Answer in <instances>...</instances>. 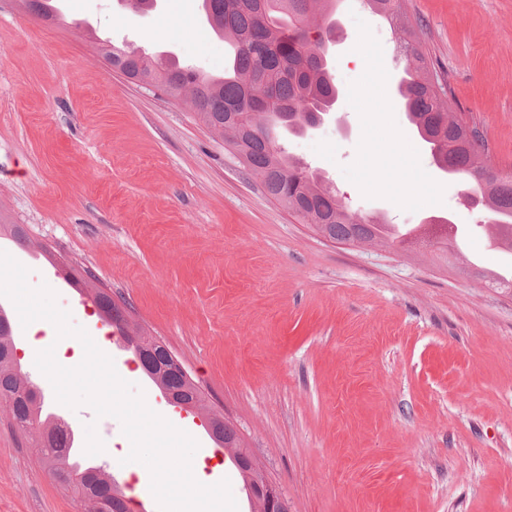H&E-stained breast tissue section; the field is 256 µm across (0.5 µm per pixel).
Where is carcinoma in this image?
I'll return each instance as SVG.
<instances>
[{"label":"carcinoma","instance_id":"obj_1","mask_svg":"<svg viewBox=\"0 0 512 512\" xmlns=\"http://www.w3.org/2000/svg\"><path fill=\"white\" fill-rule=\"evenodd\" d=\"M52 0H24L38 18L56 24L58 12ZM338 0H202L206 24L224 36L233 49V60L224 77L214 79L195 68L163 64L145 52L103 47L105 60L122 65L123 74L148 80L175 100L187 99L197 119L224 137L250 175L265 193L314 230L330 239L356 244H380L386 240L384 225L349 210L321 177L293 160L280 142L279 133L301 134L311 114L327 106L336 86L324 52L326 35L333 28V4ZM368 8L394 25L400 20L399 0H365ZM406 77L398 87L401 106L417 135L430 148L438 169L469 178L480 190V203L494 215L501 240L512 249V175L491 170L475 129L452 116L446 91L431 76L429 64L415 35L401 44ZM89 299L98 315L120 331L127 342L141 329L127 319L125 304L93 288ZM14 329L0 317V403L5 404L23 433L38 445L49 474L71 490L79 512H93L91 502L110 512H131L128 500L112 497V478L71 480L73 470L66 435L56 421L41 413V404L17 372ZM152 383L169 388L179 400L194 403L191 415L199 416L216 447L229 459L241 453L244 443L224 415L196 398L194 387L175 375ZM241 483L266 479L258 461L238 469Z\"/></svg>","mask_w":512,"mask_h":512}]
</instances>
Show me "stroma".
Here are the masks:
<instances>
[{
  "instance_id": "stroma-1",
  "label": "stroma",
  "mask_w": 512,
  "mask_h": 512,
  "mask_svg": "<svg viewBox=\"0 0 512 512\" xmlns=\"http://www.w3.org/2000/svg\"><path fill=\"white\" fill-rule=\"evenodd\" d=\"M50 26L0 0V222L20 225L31 286L96 336L93 305L38 258L56 253L124 298L131 319L188 367L270 478L288 512H512V269L466 181L438 171L400 109L397 37L362 0H341L329 121L284 135L288 152L360 213L400 228L443 218L442 245L361 246L317 234L269 198L222 137L182 102L111 70L109 42L224 73L200 0H54ZM408 29L470 120L488 162L512 172V0H405ZM106 353L155 412L219 463L223 512H248L237 471L201 419L168 405L117 341ZM57 410L97 463L125 476L120 422ZM0 512H76L35 443L0 406Z\"/></svg>"
}]
</instances>
